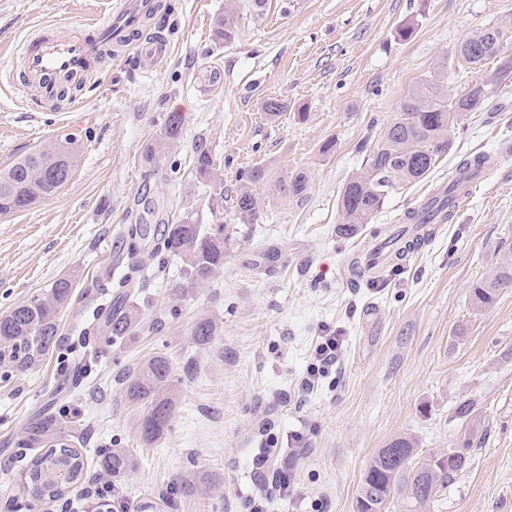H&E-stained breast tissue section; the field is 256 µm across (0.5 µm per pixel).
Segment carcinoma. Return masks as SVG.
Instances as JSON below:
<instances>
[{
  "instance_id": "obj_1",
  "label": "carcinoma",
  "mask_w": 512,
  "mask_h": 512,
  "mask_svg": "<svg viewBox=\"0 0 512 512\" xmlns=\"http://www.w3.org/2000/svg\"><path fill=\"white\" fill-rule=\"evenodd\" d=\"M238 16L224 9L214 22L215 35L231 40ZM501 30L491 25L473 32L461 42L459 62L473 69L487 62L495 70L482 81L470 85L463 94H448L447 81L436 74L412 90L402 101L394 120L386 127L381 141L370 153L366 169L352 175L343 185L338 208L339 234L345 238L358 235L360 227L384 206L394 185L412 183L425 178L434 167L438 154L448 150V131L464 122L468 116L481 111L488 88L500 78L512 73V53L505 51ZM182 123L179 112H170L165 123V138L156 149L165 148L167 141L178 137ZM81 144L65 135L46 141L36 150L16 159L0 170V215L24 210L54 195L72 177L80 161ZM491 157L485 153L461 159L456 177L448 181V191L436 193L420 207L405 214L407 224H435L450 219L459 193L457 175L479 171L489 166ZM265 178L261 167L251 169L245 185L236 197L235 209L241 221L249 223L256 215L258 201L251 185ZM307 176L293 173L280 182V191L297 196L307 187ZM157 249L182 264V276L169 285L174 295L197 288L224 268V253L230 237L224 235V225L206 228L189 217L159 230ZM403 230L386 237L390 249L389 261L402 260L398 254ZM74 280L59 277L43 295H33L0 316V358L7 356L29 366L54 348L61 327V316L70 303ZM512 289V252L503 255L491 273L471 287L475 307L491 306L502 291ZM114 343L143 330L139 303L129 301L126 292L118 294L115 302L105 309L95 324ZM214 334L212 322L201 318L192 335L204 344ZM172 367L163 355L150 358L134 371L121 378L124 397L147 409L140 424L143 442L150 443L168 430L177 392L171 380ZM75 421H63L46 413L31 421L22 433L25 448H41L23 468V487L30 499L41 504L56 503L77 490L84 478L85 459L73 444ZM470 444L448 448L417 459L416 444L410 437H400L389 447L380 449L372 458L360 489L357 507L369 503L375 512H384L389 499L404 496L405 512H430L438 490L461 473L469 463ZM136 458L124 448H112L98 453L96 466L100 473L122 477L135 470Z\"/></svg>"
}]
</instances>
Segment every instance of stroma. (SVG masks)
Returning <instances> with one entry per match:
<instances>
[{"label": "stroma", "instance_id": "obj_1", "mask_svg": "<svg viewBox=\"0 0 512 512\" xmlns=\"http://www.w3.org/2000/svg\"><path fill=\"white\" fill-rule=\"evenodd\" d=\"M160 20L170 58L106 63L66 112L35 104L20 80V45L37 26L73 36L104 18L110 0H0V169L65 134L81 144L71 179L53 196L0 215V315L76 280L53 351L28 367L0 362V512L30 508L17 443L43 409L77 415L88 466L81 494L49 512H97L98 489L157 512H248L256 492L252 460L271 443L295 455L293 495L269 512H356L366 469L396 438L420 454L470 443V464L440 489L431 512H512V290L473 306L469 287L512 250V75L489 90L483 109L448 134L449 147L426 178L399 185L352 239L340 236L338 197L363 171L402 98L438 73L450 95L482 76L463 71L458 48L490 24L512 53V0H165ZM239 16L235 37L216 40L224 9ZM411 26L408 38L398 31ZM270 98L288 108L272 117ZM182 115L177 139L147 162L168 113ZM331 151H323L326 141ZM214 174L196 172L197 149ZM486 153L495 166L452 219L435 225L401 270L351 284L354 253L400 226L460 156ZM265 168L255 185L259 213L235 211L241 172ZM304 172L307 189L282 196L278 182ZM232 235L224 268L185 295H172L180 262L151 266L134 280L145 327L120 344L74 332L106 305L102 279L118 287L128 264L147 259L153 238L131 240L134 224L183 216ZM216 331L195 344L199 318ZM343 339L335 369L302 391L319 336ZM168 356L178 400L171 426L140 438L145 409L121 393L120 375L155 354ZM477 408L469 434L455 416ZM107 448L138 459L121 478L99 474Z\"/></svg>", "mask_w": 512, "mask_h": 512}]
</instances>
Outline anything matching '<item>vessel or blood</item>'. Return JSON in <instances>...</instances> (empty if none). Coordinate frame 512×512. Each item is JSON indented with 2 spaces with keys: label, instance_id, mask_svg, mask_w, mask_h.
<instances>
[{
  "label": "vessel or blood",
  "instance_id": "vessel-or-blood-1",
  "mask_svg": "<svg viewBox=\"0 0 512 512\" xmlns=\"http://www.w3.org/2000/svg\"><path fill=\"white\" fill-rule=\"evenodd\" d=\"M157 10L156 0H120L104 21L89 24L86 36L33 31L22 48L24 85L35 87L41 102H51L59 97L61 85L85 87L104 52L118 62L132 57L163 61L172 51L170 41L160 34H142Z\"/></svg>",
  "mask_w": 512,
  "mask_h": 512
}]
</instances>
